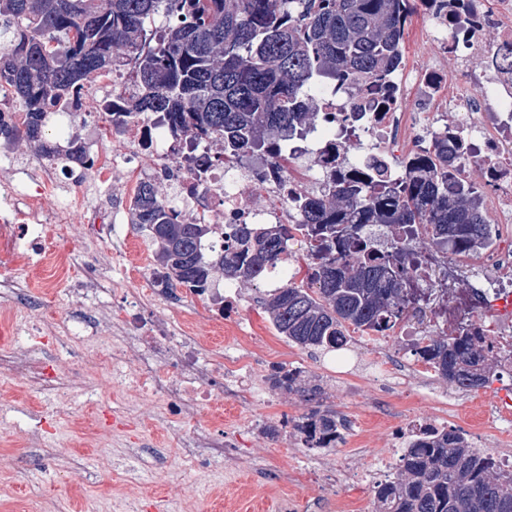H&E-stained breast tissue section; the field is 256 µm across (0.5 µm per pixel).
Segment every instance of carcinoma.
Segmentation results:
<instances>
[{
    "label": "carcinoma",
    "mask_w": 512,
    "mask_h": 512,
    "mask_svg": "<svg viewBox=\"0 0 512 512\" xmlns=\"http://www.w3.org/2000/svg\"><path fill=\"white\" fill-rule=\"evenodd\" d=\"M407 9L408 0H0V99L22 106L21 121L0 117V144L25 139L52 164L89 167L79 139L50 145L46 129L76 118L85 85L112 74L131 93L127 118L162 113L175 134L221 141L226 163L259 152L286 163L280 144L315 120L313 85L353 90L384 82L400 64ZM294 205L300 223L230 224L220 248L206 247L212 225L183 223L152 182L137 183L130 211L150 234L161 283L198 297L219 275L267 277L300 232L307 285L274 289L265 313L288 341L329 351L346 346L350 327L386 332L401 320L414 225L458 251L487 237L475 186L451 174L443 150L399 183L329 176L321 195ZM365 224H399L402 235L377 236ZM414 352L460 391L485 386L499 367L473 332L430 336ZM269 381L310 401L323 395L302 370L276 367ZM341 423L318 406L292 429L305 447L330 448ZM374 503L375 512H512V473L461 432L431 427L410 440L398 474L374 487Z\"/></svg>",
    "instance_id": "cac0c4a2"
}]
</instances>
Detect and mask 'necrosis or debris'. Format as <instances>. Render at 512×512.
Returning <instances> with one entry per match:
<instances>
[{
    "label": "necrosis or debris",
    "mask_w": 512,
    "mask_h": 512,
    "mask_svg": "<svg viewBox=\"0 0 512 512\" xmlns=\"http://www.w3.org/2000/svg\"><path fill=\"white\" fill-rule=\"evenodd\" d=\"M410 4L421 7L430 24L415 31L411 52L384 87L369 84L359 91L365 111H343L341 99L328 87L311 92L318 121L306 139L288 143V158L301 162L300 170L285 172L264 158L227 168L219 143L176 142L156 118L140 117L117 129L111 149L95 148L88 174L108 185L135 170L159 187L185 222L203 218L214 224L211 243L218 247L228 224L298 223L291 198L320 193L330 172L364 178L370 157L377 155L397 177L412 159L432 154L447 141L456 179L476 184L489 238L462 253L421 241L416 265L405 268L418 300L398 331L419 342L473 326L485 336L493 357L512 367V71L495 63L501 50L512 48V0H495L490 8L483 0ZM474 170L479 180H472ZM18 172L20 181L0 184V238L17 255L36 260L49 280L80 270L83 289L76 304L81 315L68 326V335L83 341L109 387L152 395L174 422L170 441L187 449L186 463L205 470L221 464L229 441L223 431L192 428V408L224 392L228 376L237 400L252 399L243 386L245 354L205 359L198 336L173 318L184 301L176 288L135 294L119 309L89 304L102 267L128 260L121 225L105 217L87 194L76 202L62 200L54 214L45 213L39 199L56 192L67 172L40 163L20 166ZM57 224L66 235L102 241L104 251L89 263L47 249L45 241ZM37 308L32 295L8 309L17 341L0 354V371L14 383L51 391L61 413L69 397L58 384V367L27 340Z\"/></svg>",
    "instance_id": "necrosis-or-debris-1"
}]
</instances>
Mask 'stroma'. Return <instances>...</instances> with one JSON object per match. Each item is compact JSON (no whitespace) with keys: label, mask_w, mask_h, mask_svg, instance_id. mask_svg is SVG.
Instances as JSON below:
<instances>
[{"label":"stroma","mask_w":512,"mask_h":512,"mask_svg":"<svg viewBox=\"0 0 512 512\" xmlns=\"http://www.w3.org/2000/svg\"><path fill=\"white\" fill-rule=\"evenodd\" d=\"M4 271L37 293L42 323L60 333L74 319L66 282L44 287L41 269L22 258H11ZM279 284L272 275L239 287L251 350L265 367L257 375L265 395L246 404L217 397L194 409L198 427L223 428L233 443L224 458L223 485L208 486L203 473L185 466L182 449L170 447L167 425L157 420L150 397L117 424H101L102 410L112 409L117 395L86 371L90 356L77 345L61 363L72 396L66 413H56L38 386L13 391L9 423L0 427V453L11 455L15 465L0 472V512H99L108 499L136 501L150 512H280L289 502L305 512H374L377 481L395 477L399 467L395 425L418 415L444 427L449 404L463 411L484 407L488 388L462 392L432 372L409 373L393 385L373 376L369 362L375 355L409 357L398 337L375 348L355 331L346 348L334 352L289 342L262 314L263 300ZM272 366L300 368L320 381L324 406L348 425L342 443L309 450L292 431L282 430L285 420L308 414L313 404L271 389L266 370ZM34 412L54 418L52 434L38 446L27 445L20 434L33 428ZM74 470L87 477L77 491L69 482Z\"/></svg>","instance_id":"obj_1"}]
</instances>
